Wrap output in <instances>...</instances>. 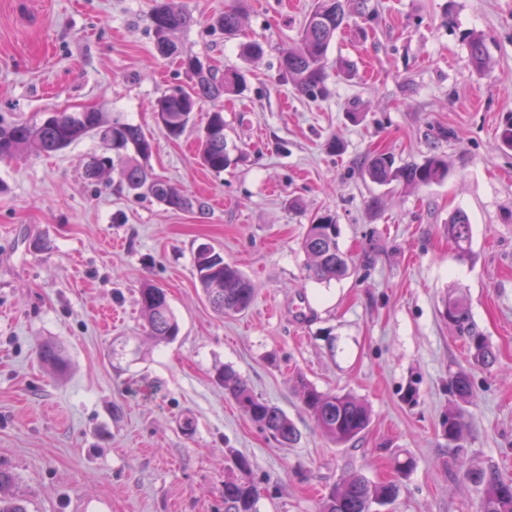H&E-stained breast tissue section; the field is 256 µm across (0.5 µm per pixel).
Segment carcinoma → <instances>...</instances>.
<instances>
[{
    "instance_id": "carcinoma-1",
    "label": "carcinoma",
    "mask_w": 512,
    "mask_h": 512,
    "mask_svg": "<svg viewBox=\"0 0 512 512\" xmlns=\"http://www.w3.org/2000/svg\"><path fill=\"white\" fill-rule=\"evenodd\" d=\"M348 2L350 0H314V7L300 29L297 42L281 53V78L292 82L300 92L310 96L327 93L328 50L337 30L348 17ZM189 22L188 13L173 10L163 0L156 3L150 14V23L160 55L169 57L178 54L170 35ZM215 25L225 35L232 36L240 28L241 15L235 9L226 10L224 15L216 19ZM468 50L472 65L478 70L485 69L487 49L484 38L479 34L472 35ZM181 64L194 75L195 83L188 91L174 88L158 98L155 107L158 128L164 135L178 138L186 131L201 104L212 103L199 138V158L205 168L220 173L233 159L224 135L223 106L219 102L226 95L240 92L242 77L234 70H226L222 74L216 69L206 70L198 58L191 55L181 57ZM87 135L98 137L112 151L110 156L92 159L85 169L87 179L96 181L105 170H116L128 189L142 190L172 209L192 208L190 198L155 175L149 167L153 140L147 138L140 127L120 118L106 122L102 113L94 110L55 112L39 123L0 122V159L32 152L55 153ZM364 172L373 183L386 185L399 182L406 186L437 183L448 175L447 165L436 156L421 165L397 166L394 157L386 152L370 155L365 162ZM338 238V224L330 213L315 217L308 225L301 247L309 259L306 267L309 278L329 283L350 276L352 263L348 254L341 249ZM448 238L455 243L458 255H466L471 240L467 214L460 211L453 216L448 224ZM194 265L202 293L216 313H240L251 306L255 296L253 283L237 266L225 261L222 252L211 245L202 244L195 252ZM139 304L150 336L163 343L177 338L180 325L164 289L153 284L144 285L140 288ZM442 317L458 335L468 338L476 361L485 366L495 361L487 338L476 328L463 296L448 293ZM39 357L45 365L55 370H61L67 364L64 350L55 344L43 345L39 349ZM221 379L237 404L274 439L288 444L297 440V427L280 408L255 396L230 369L224 370ZM298 384V397L303 408L312 417L319 432L334 444L345 445L368 428L371 414L360 400L349 394L319 391L304 379L299 380ZM448 388L455 398L467 400L471 395L469 375L463 370L454 372L449 378ZM464 427L461 407H449L444 435L448 439V448L457 456L464 453ZM233 464L240 476L224 480L225 512H257L259 492L244 477L249 470V461L245 456L236 454ZM458 477L480 488V512H512V480L502 478L492 469L467 467L463 463L460 464ZM398 492L399 486L394 482L374 483L360 474H353L330 488L320 512H372L376 504L391 503Z\"/></svg>"
}]
</instances>
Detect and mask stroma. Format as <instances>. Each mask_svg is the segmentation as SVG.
Returning <instances> with one entry per match:
<instances>
[{"label":"stroma","mask_w":512,"mask_h":512,"mask_svg":"<svg viewBox=\"0 0 512 512\" xmlns=\"http://www.w3.org/2000/svg\"><path fill=\"white\" fill-rule=\"evenodd\" d=\"M188 12L173 33L203 66L233 68L242 94L223 99L234 163L215 174L196 160L194 124L176 140L156 126L167 90L193 83L155 48L154 0H0V117L41 121L92 107L152 137L154 173L196 201L174 210L128 191L118 174L88 181L105 145L85 137L50 154L0 160V468L28 512H224L230 456L250 462L257 512H318L330 486L358 473L397 480L381 512H479L456 477L442 423L465 370L467 462L512 479V0H367L349 15L329 59L355 64L310 98L278 73L314 0H168ZM238 8L225 37L214 25ZM482 34L485 70L467 38ZM261 44L245 57L243 45ZM337 141L338 152L328 144ZM396 165L437 155L444 181L380 186L368 154ZM471 221L468 255L448 239L456 211ZM332 213L355 270L308 279L300 241ZM223 250L256 288L240 314H216L193 267L200 244ZM164 288L180 333L156 343L139 290ZM464 294L495 362H476L441 316ZM61 345L57 373L38 356ZM231 368L300 432L282 444L225 391ZM349 393L371 409L351 445L316 429L295 389ZM413 469L396 476L395 458Z\"/></svg>","instance_id":"stroma-1"}]
</instances>
